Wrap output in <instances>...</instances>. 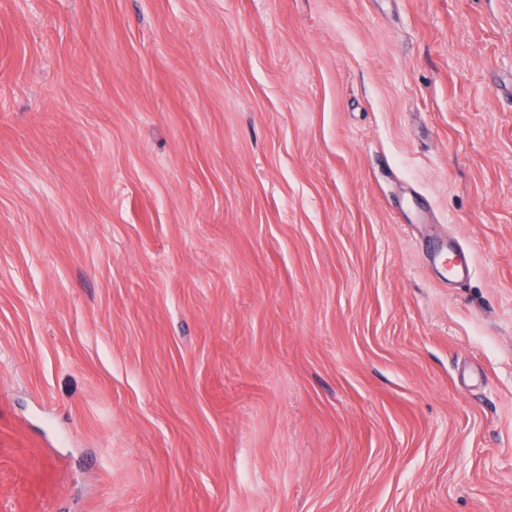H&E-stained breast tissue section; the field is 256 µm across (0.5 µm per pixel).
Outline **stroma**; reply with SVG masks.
<instances>
[{"mask_svg":"<svg viewBox=\"0 0 512 512\" xmlns=\"http://www.w3.org/2000/svg\"><path fill=\"white\" fill-rule=\"evenodd\" d=\"M0 512H512V0H0ZM457 244L448 241V236L428 238L423 243L427 265L438 272L445 284H458L472 275V258L458 250ZM448 259L452 261L449 270Z\"/></svg>","mask_w":512,"mask_h":512,"instance_id":"35a3bbf8","label":"stroma"}]
</instances>
